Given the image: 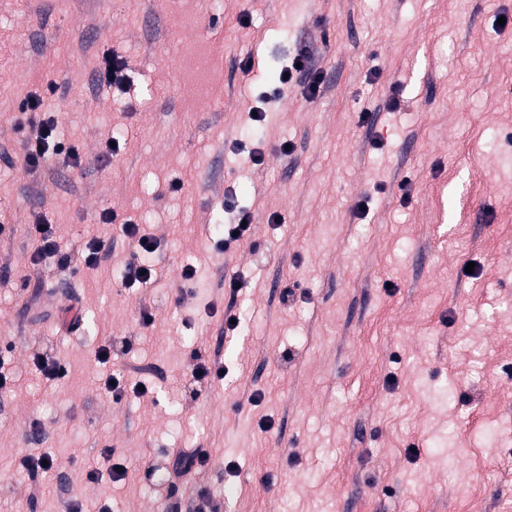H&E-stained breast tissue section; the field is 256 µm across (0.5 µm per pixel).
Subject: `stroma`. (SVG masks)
I'll list each match as a JSON object with an SVG mask.
<instances>
[{"label":"stroma","mask_w":512,"mask_h":512,"mask_svg":"<svg viewBox=\"0 0 512 512\" xmlns=\"http://www.w3.org/2000/svg\"><path fill=\"white\" fill-rule=\"evenodd\" d=\"M304 46L324 75L312 101L303 79L278 82ZM107 49L128 63L126 90L95 83ZM35 93L80 168L19 169ZM257 109L263 134L241 142ZM120 128L123 151L101 161ZM228 193L255 242L223 253ZM106 208L161 241L144 287L121 285L133 246L100 223ZM38 214L63 247L94 235L111 253L94 269L32 266ZM0 223V370L15 380L0 394V512H60L68 497L87 512H190L201 487L219 512H512V0H0ZM71 294L75 333L58 324ZM211 302L239 313L238 335ZM111 336L134 350L103 365ZM46 344L68 370L52 386L31 361ZM195 348L228 373L190 401L167 379ZM110 374L154 399L112 404L98 390ZM190 446L210 464L169 495L164 453ZM43 453L62 467L39 495L21 460Z\"/></svg>","instance_id":"35a3bbf8"}]
</instances>
